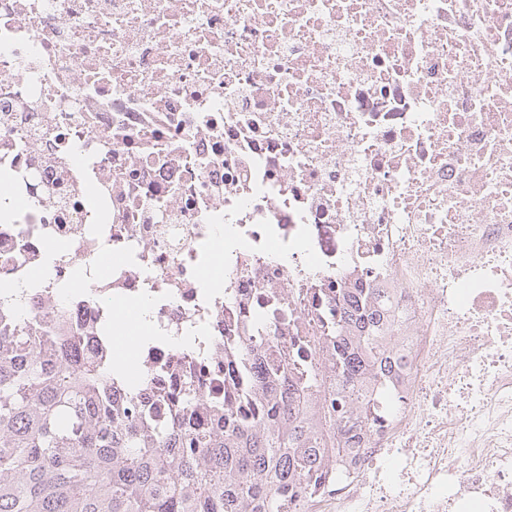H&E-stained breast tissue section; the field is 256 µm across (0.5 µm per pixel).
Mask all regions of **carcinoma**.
Segmentation results:
<instances>
[{"mask_svg": "<svg viewBox=\"0 0 512 512\" xmlns=\"http://www.w3.org/2000/svg\"><path fill=\"white\" fill-rule=\"evenodd\" d=\"M380 331L370 297L339 308L329 359L339 386L391 373ZM121 368L78 354L69 337L0 331V512H302L342 452L303 418L314 367L293 377L272 361L251 390L225 370L224 407L206 426L189 413L188 385L168 397L176 418L161 431L112 390ZM338 411L351 448L361 429L344 423L347 405Z\"/></svg>", "mask_w": 512, "mask_h": 512, "instance_id": "1", "label": "carcinoma"}]
</instances>
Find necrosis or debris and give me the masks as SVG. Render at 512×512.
<instances>
[{
  "label": "necrosis or debris",
  "instance_id": "1",
  "mask_svg": "<svg viewBox=\"0 0 512 512\" xmlns=\"http://www.w3.org/2000/svg\"><path fill=\"white\" fill-rule=\"evenodd\" d=\"M0 169V329L104 361L147 309L121 384L204 423L236 336L322 359L380 290L400 365L306 512H512V0H0Z\"/></svg>",
  "mask_w": 512,
  "mask_h": 512
}]
</instances>
